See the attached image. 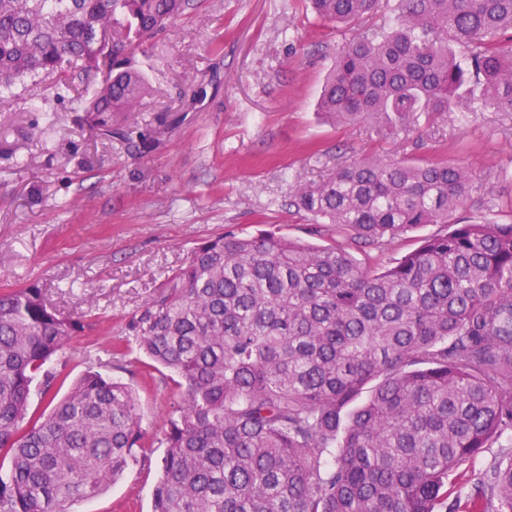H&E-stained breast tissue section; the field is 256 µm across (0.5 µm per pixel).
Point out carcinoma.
<instances>
[{
  "instance_id": "obj_1",
  "label": "carcinoma",
  "mask_w": 512,
  "mask_h": 512,
  "mask_svg": "<svg viewBox=\"0 0 512 512\" xmlns=\"http://www.w3.org/2000/svg\"><path fill=\"white\" fill-rule=\"evenodd\" d=\"M308 2L331 24L379 8ZM188 3L0 0V99L95 72L79 108L128 137L150 93L133 55ZM471 100L512 112V0H399L384 33L337 45L317 106L388 135ZM478 189L457 164L364 155L290 201L345 242L226 231L193 248L125 325L172 373L152 512H456L450 476L512 434V224L455 218ZM424 224L444 230L387 267L349 253ZM81 328L35 283L0 292V512H72L145 459L135 390L97 371L30 414ZM468 512H512V457Z\"/></svg>"
}]
</instances>
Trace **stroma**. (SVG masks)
<instances>
[{"label":"stroma","mask_w":512,"mask_h":512,"mask_svg":"<svg viewBox=\"0 0 512 512\" xmlns=\"http://www.w3.org/2000/svg\"><path fill=\"white\" fill-rule=\"evenodd\" d=\"M343 35L303 0H189L135 57L151 93L130 139L99 134L66 93L0 102V289L36 282L82 316L68 372L132 386L152 442L144 465L74 512L152 510L170 373L143 380L112 344L193 247L264 229L329 244L290 196L364 154L465 166L482 189L461 217L512 222V112L458 109L386 138L370 123L331 125L316 99Z\"/></svg>","instance_id":"35a3bbf8"}]
</instances>
